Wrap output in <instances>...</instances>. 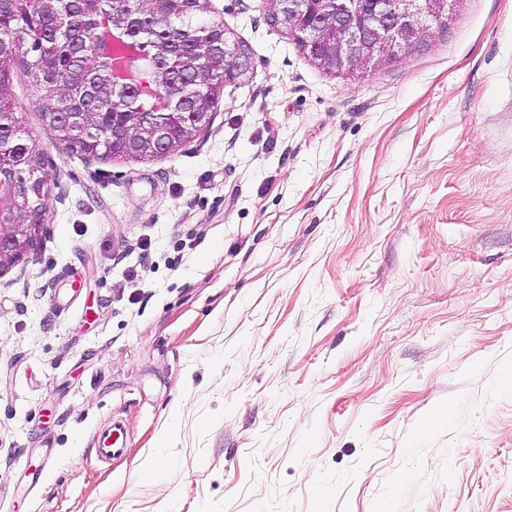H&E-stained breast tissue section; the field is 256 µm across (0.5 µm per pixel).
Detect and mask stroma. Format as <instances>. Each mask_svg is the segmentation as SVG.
<instances>
[{
	"mask_svg": "<svg viewBox=\"0 0 512 512\" xmlns=\"http://www.w3.org/2000/svg\"><path fill=\"white\" fill-rule=\"evenodd\" d=\"M203 18L251 68L168 156L67 149L8 67L50 202L0 276V512H512V0L355 78L261 0ZM124 449V429L120 423H114L100 434L95 454L100 461L112 460L121 456Z\"/></svg>",
	"mask_w": 512,
	"mask_h": 512,
	"instance_id": "obj_1",
	"label": "stroma"
}]
</instances>
